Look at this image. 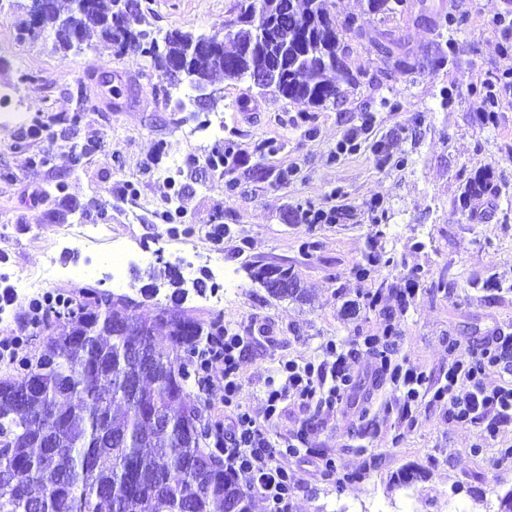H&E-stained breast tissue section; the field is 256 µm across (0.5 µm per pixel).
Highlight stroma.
Wrapping results in <instances>:
<instances>
[{
	"label": "stroma",
	"mask_w": 512,
	"mask_h": 512,
	"mask_svg": "<svg viewBox=\"0 0 512 512\" xmlns=\"http://www.w3.org/2000/svg\"><path fill=\"white\" fill-rule=\"evenodd\" d=\"M237 3L140 0L142 28L159 39L176 29L211 33L237 15ZM28 5L0 0V91L14 92L0 117V342L22 337L19 354L32 355L64 333V322H31L11 280L41 270L50 253L62 268L46 286L54 294L99 284L136 299V274L161 279L178 267L189 286L183 309L247 337L240 401L258 414L282 362L321 358L336 337L381 335L387 310L399 356L434 374L450 358L480 353L495 331L512 332V106L482 119L489 85L512 71V40L492 25L512 20V0H404L379 14L367 0H328L339 21L353 23L343 35L352 83L342 103L306 106L219 76L222 100L207 112L176 105L140 54L95 39L56 49L51 31H26ZM438 55L446 63L426 68ZM398 58L411 71H393ZM77 110L72 135L67 119ZM365 116L371 129L358 150L337 154ZM34 124L40 136H31ZM227 140L245 156L210 169L212 147ZM75 142L95 146L76 170ZM44 153L50 164H36ZM484 172L489 190L463 200L467 180ZM60 179L82 222L106 225V236L65 242V225L51 221ZM309 207L346 216L297 223V210ZM219 225L230 232L217 244ZM116 238L138 251L124 279L84 275L110 257ZM373 250L389 266L358 280L352 269ZM250 264L290 270L302 300L271 297L248 275ZM414 272L418 293L399 310L387 285ZM197 280L204 292L193 289ZM376 290L379 308L347 313L346 301ZM354 360L357 386L340 410L291 400L267 428L283 449L278 465L295 475L291 512H498L512 491V458L502 456L512 426L483 446L479 426H458L442 411L423 406L402 417L388 381L374 376L378 354L360 350ZM291 443L315 458L286 453Z\"/></svg>",
	"instance_id": "35a3bbf8"
}]
</instances>
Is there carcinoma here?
<instances>
[{
  "label": "carcinoma",
  "mask_w": 512,
  "mask_h": 512,
  "mask_svg": "<svg viewBox=\"0 0 512 512\" xmlns=\"http://www.w3.org/2000/svg\"><path fill=\"white\" fill-rule=\"evenodd\" d=\"M93 18L59 0L36 23L53 29L67 17L71 31L55 43L73 48L97 36L125 52L150 59L171 87L190 82L183 70L191 31L167 37L166 58L110 23L116 0H93ZM272 40L286 38L302 59L288 58L276 89L310 106L337 102L351 81L340 35L348 30L326 0H278ZM250 33L241 30L233 49L213 61L202 58L198 81L216 73L246 78L243 59ZM61 194L55 224H66L75 209ZM252 280L276 298H301L293 274L276 268L251 272ZM165 285L172 305L136 313L132 298L112 299L93 288L49 303L46 317L67 319L69 331L50 338L34 356L13 354V373L0 376V512H251L250 497L224 471L206 463L221 457L220 421L186 387L196 372V354L221 333L180 307L184 280L170 268ZM165 336L167 350L156 347Z\"/></svg>",
  "instance_id": "1"
}]
</instances>
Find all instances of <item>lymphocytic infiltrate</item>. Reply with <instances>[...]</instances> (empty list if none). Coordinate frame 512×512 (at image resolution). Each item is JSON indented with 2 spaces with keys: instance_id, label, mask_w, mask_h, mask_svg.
Listing matches in <instances>:
<instances>
[{
  "instance_id": "f902f5d3",
  "label": "lymphocytic infiltrate",
  "mask_w": 512,
  "mask_h": 512,
  "mask_svg": "<svg viewBox=\"0 0 512 512\" xmlns=\"http://www.w3.org/2000/svg\"><path fill=\"white\" fill-rule=\"evenodd\" d=\"M246 349V339L233 329L217 337L212 350L202 355L199 373L203 387L214 383L215 368L224 370V467L246 479V487L263 495L270 512H288L292 496V478L276 463V449L264 433L263 425L278 413L282 403L295 398L322 408H332L343 401V386L349 375L353 355L347 341H329L323 359L303 364L283 362L280 384L268 385L263 415H256L239 402L242 383L239 362ZM380 368L401 398L402 414L428 403L446 409L450 420L458 425L482 424L484 440H496L501 431L512 425V334L492 336L480 357L453 359L437 380L417 369L395 366L390 356H382ZM501 377L499 385L485 382L489 372Z\"/></svg>"
}]
</instances>
